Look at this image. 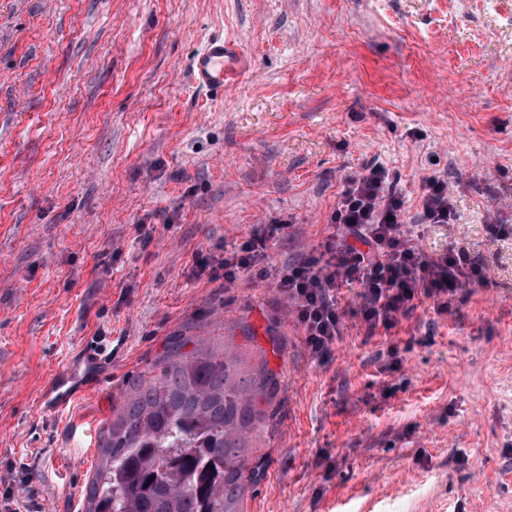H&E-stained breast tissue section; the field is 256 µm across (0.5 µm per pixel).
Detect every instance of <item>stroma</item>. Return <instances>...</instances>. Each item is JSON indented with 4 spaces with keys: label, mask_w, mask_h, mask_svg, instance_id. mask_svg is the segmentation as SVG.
Returning <instances> with one entry per match:
<instances>
[{
    "label": "stroma",
    "mask_w": 512,
    "mask_h": 512,
    "mask_svg": "<svg viewBox=\"0 0 512 512\" xmlns=\"http://www.w3.org/2000/svg\"><path fill=\"white\" fill-rule=\"evenodd\" d=\"M223 39L224 87L194 53ZM390 174L406 230L486 285L418 296L311 357L272 275L319 255L346 178ZM448 184L450 224L419 189ZM512 0H0V512H83L100 437L169 344L268 369L243 512H512ZM270 275L216 261L272 221ZM103 386L42 391L88 340ZM399 370H389V349ZM420 190L425 223L450 224L453 211L447 183L431 176L423 180Z\"/></svg>",
    "instance_id": "35a3bbf8"
}]
</instances>
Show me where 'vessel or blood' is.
<instances>
[{"label": "vessel or blood", "instance_id": "vessel-or-blood-1", "mask_svg": "<svg viewBox=\"0 0 512 512\" xmlns=\"http://www.w3.org/2000/svg\"><path fill=\"white\" fill-rule=\"evenodd\" d=\"M224 42L209 41L195 56L192 74L197 84L220 87L224 84ZM104 361L95 348H88L79 364L57 372L45 389L41 412L50 419L85 400L103 383Z\"/></svg>", "mask_w": 512, "mask_h": 512}]
</instances>
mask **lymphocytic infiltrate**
I'll return each mask as SVG.
<instances>
[{"mask_svg": "<svg viewBox=\"0 0 512 512\" xmlns=\"http://www.w3.org/2000/svg\"><path fill=\"white\" fill-rule=\"evenodd\" d=\"M423 218L428 224H447L453 217L448 185L436 177L421 186ZM404 208L394 191L389 173L381 167L364 169L350 177L332 215L335 235L321 256L278 271L274 283L283 294L302 328L312 357L322 358L344 326V311L336 304L340 284L359 288L360 303L354 312L369 329L392 327L407 315L418 295L442 299L471 285L483 284L481 268L465 247L429 257L413 245L404 229ZM282 226L269 224L263 235L225 253L217 267L225 286L260 261L266 241ZM361 246H354L353 238Z\"/></svg>", "mask_w": 512, "mask_h": 512, "instance_id": "lymphocytic-infiltrate-1", "label": "lymphocytic infiltrate"}]
</instances>
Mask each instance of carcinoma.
<instances>
[{
	"label": "carcinoma",
	"mask_w": 512,
	"mask_h": 512,
	"mask_svg": "<svg viewBox=\"0 0 512 512\" xmlns=\"http://www.w3.org/2000/svg\"><path fill=\"white\" fill-rule=\"evenodd\" d=\"M158 365L102 435L85 512H239L242 482L259 476L242 434L258 398L275 393V374L231 384V362L179 345Z\"/></svg>",
	"instance_id": "carcinoma-1"
}]
</instances>
